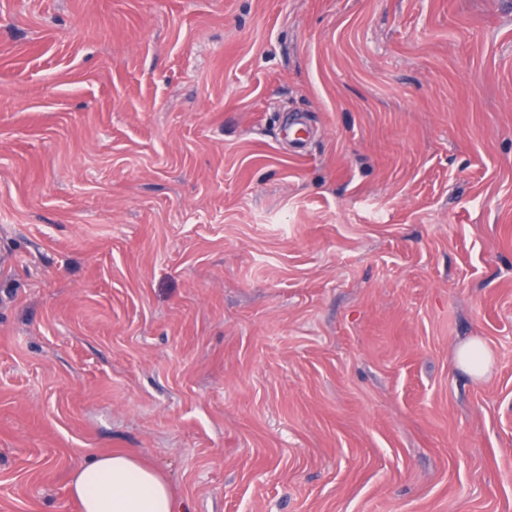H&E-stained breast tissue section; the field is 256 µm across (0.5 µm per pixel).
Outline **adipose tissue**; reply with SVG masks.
I'll return each mask as SVG.
<instances>
[{
  "mask_svg": "<svg viewBox=\"0 0 512 512\" xmlns=\"http://www.w3.org/2000/svg\"><path fill=\"white\" fill-rule=\"evenodd\" d=\"M70 490L81 512H175L167 480L128 452L100 455L80 466Z\"/></svg>",
  "mask_w": 512,
  "mask_h": 512,
  "instance_id": "1",
  "label": "adipose tissue"
}]
</instances>
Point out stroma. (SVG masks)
<instances>
[{
  "mask_svg": "<svg viewBox=\"0 0 512 512\" xmlns=\"http://www.w3.org/2000/svg\"><path fill=\"white\" fill-rule=\"evenodd\" d=\"M120 450L512 512V0H0V512ZM491 361L490 351L479 340L470 341L458 351V362L477 376L487 372Z\"/></svg>",
  "mask_w": 512,
  "mask_h": 512,
  "instance_id": "stroma-1",
  "label": "stroma"
}]
</instances>
